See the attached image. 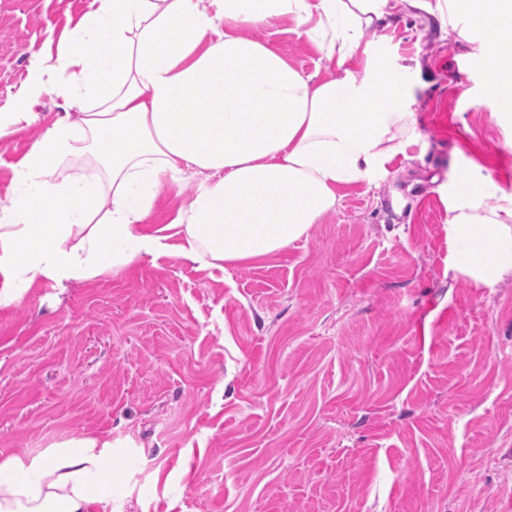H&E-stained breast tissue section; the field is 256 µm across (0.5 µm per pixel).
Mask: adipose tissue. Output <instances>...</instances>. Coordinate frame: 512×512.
Masks as SVG:
<instances>
[{"mask_svg":"<svg viewBox=\"0 0 512 512\" xmlns=\"http://www.w3.org/2000/svg\"><path fill=\"white\" fill-rule=\"evenodd\" d=\"M93 3L56 53L40 54L28 93L0 111L2 139L39 123L42 97L87 104L58 118L15 168L0 209V306L41 281H82L145 255L219 269L267 258L333 210L341 187L370 181L406 151L397 132L414 114L404 73L373 69L362 43L386 19L382 0ZM283 17L333 78L302 74L240 33ZM58 70L65 80H52ZM81 157L95 176L58 175ZM191 174L192 200L172 222L183 244L161 228L143 233L164 186ZM452 195L451 267L495 287L512 275V193L472 177ZM111 453V441L86 437L1 461L0 512H112L99 489Z\"/></svg>","mask_w":512,"mask_h":512,"instance_id":"adipose-tissue-1","label":"adipose tissue"}]
</instances>
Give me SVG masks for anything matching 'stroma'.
<instances>
[{
  "label": "stroma",
  "instance_id": "obj_1",
  "mask_svg": "<svg viewBox=\"0 0 512 512\" xmlns=\"http://www.w3.org/2000/svg\"><path fill=\"white\" fill-rule=\"evenodd\" d=\"M90 4L0 0V110ZM245 34L314 72L293 22ZM364 40L375 65L411 68L405 155L268 258L145 256L0 307V461L110 438L114 512H512V276L484 288L448 268L452 185L477 171L512 193L507 79L477 68L512 46L421 9ZM37 110L0 140V205L82 107ZM192 196L166 185L144 231Z\"/></svg>",
  "mask_w": 512,
  "mask_h": 512
}]
</instances>
